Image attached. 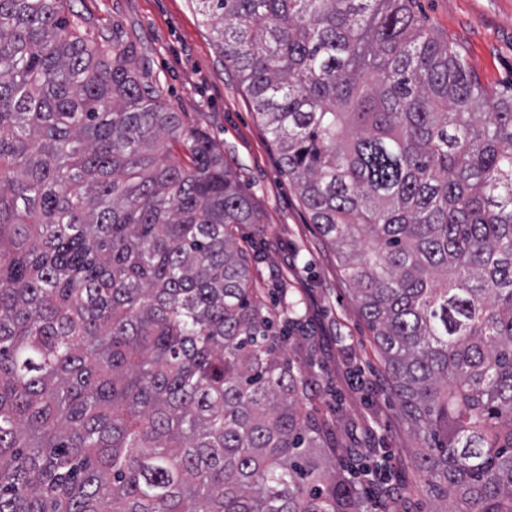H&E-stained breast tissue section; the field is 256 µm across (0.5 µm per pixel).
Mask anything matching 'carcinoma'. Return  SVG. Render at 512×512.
<instances>
[{
    "label": "carcinoma",
    "mask_w": 512,
    "mask_h": 512,
    "mask_svg": "<svg viewBox=\"0 0 512 512\" xmlns=\"http://www.w3.org/2000/svg\"><path fill=\"white\" fill-rule=\"evenodd\" d=\"M337 255L448 512H512V93L415 0H194ZM135 47L0 0V512H372Z\"/></svg>",
    "instance_id": "obj_1"
}]
</instances>
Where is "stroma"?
Segmentation results:
<instances>
[{"label": "stroma", "mask_w": 512, "mask_h": 512, "mask_svg": "<svg viewBox=\"0 0 512 512\" xmlns=\"http://www.w3.org/2000/svg\"><path fill=\"white\" fill-rule=\"evenodd\" d=\"M96 33L133 43L186 126L204 133L238 173L263 212L238 239L250 257L256 299L297 302L303 328L286 353L312 392L307 405L329 423L339 465L365 448L394 455L395 490L365 482L382 512H445L413 459L418 443L390 394V378L353 300L335 253L324 242L282 167L278 146L254 111L233 67L215 46L193 0H70ZM427 26L466 58L485 85L512 87V0H416Z\"/></svg>", "instance_id": "1"}]
</instances>
